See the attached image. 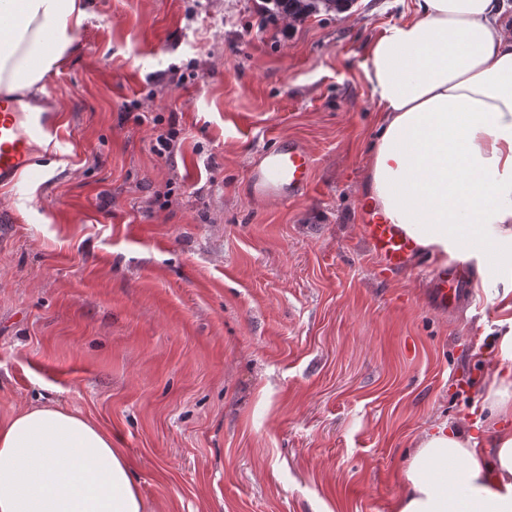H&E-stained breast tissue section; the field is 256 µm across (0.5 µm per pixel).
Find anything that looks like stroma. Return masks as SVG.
I'll return each mask as SVG.
<instances>
[{
	"mask_svg": "<svg viewBox=\"0 0 512 512\" xmlns=\"http://www.w3.org/2000/svg\"><path fill=\"white\" fill-rule=\"evenodd\" d=\"M413 7L89 0L44 84L60 142L0 188V420L40 400L90 418L153 512H391L421 430L480 401L497 318L435 308V262L380 277L356 218L365 48ZM288 138L310 196L248 200ZM345 0H275V5L283 11L310 15L316 13L323 8L325 11L336 9V2Z\"/></svg>",
	"mask_w": 512,
	"mask_h": 512,
	"instance_id": "1",
	"label": "stroma"
}]
</instances>
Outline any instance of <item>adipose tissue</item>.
Listing matches in <instances>:
<instances>
[{
  "label": "adipose tissue",
  "mask_w": 512,
  "mask_h": 512,
  "mask_svg": "<svg viewBox=\"0 0 512 512\" xmlns=\"http://www.w3.org/2000/svg\"><path fill=\"white\" fill-rule=\"evenodd\" d=\"M87 18L84 0H0V90H42ZM364 74L379 112L370 204L437 265L475 261L474 292L499 314L478 411L420 434L392 510L512 512V15L505 0H416ZM0 512L151 505L111 434L48 402L0 421Z\"/></svg>",
  "instance_id": "ef3b65f1"
}]
</instances>
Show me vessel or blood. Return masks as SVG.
I'll return each instance as SVG.
<instances>
[{
	"label": "vessel or blood",
	"instance_id": "vessel-or-blood-1",
	"mask_svg": "<svg viewBox=\"0 0 512 512\" xmlns=\"http://www.w3.org/2000/svg\"><path fill=\"white\" fill-rule=\"evenodd\" d=\"M52 96H44L32 112L13 111L12 100H0V187L16 185L24 171L41 165L39 142L54 137L58 116L51 110ZM313 156L297 139L280 141L264 150L249 167L245 194L249 199L288 203L306 197L312 184ZM361 230L369 243L381 275L389 277L411 270L418 258L415 242L399 225L373 208H365ZM433 295L438 309L458 307L464 288L456 272L434 276Z\"/></svg>",
	"mask_w": 512,
	"mask_h": 512
}]
</instances>
